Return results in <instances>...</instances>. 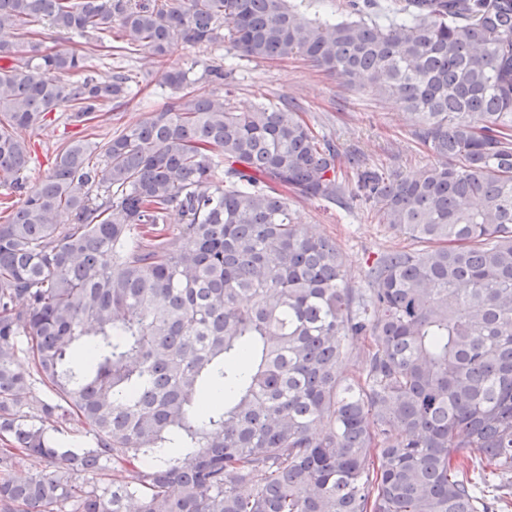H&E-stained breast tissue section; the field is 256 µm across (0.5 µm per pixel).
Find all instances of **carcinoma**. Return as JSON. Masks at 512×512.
I'll return each mask as SVG.
<instances>
[{
    "label": "carcinoma",
    "mask_w": 512,
    "mask_h": 512,
    "mask_svg": "<svg viewBox=\"0 0 512 512\" xmlns=\"http://www.w3.org/2000/svg\"><path fill=\"white\" fill-rule=\"evenodd\" d=\"M311 5L0 0V187L24 193L0 198V512H493L512 493V0H394L384 22L376 0ZM45 20L120 53L222 42L368 80L440 158L357 170L420 247L349 286L288 202L342 197L336 147L278 104L186 93L182 70L143 124L68 142L25 190L26 133L60 108L89 123L131 82L20 50ZM71 423L89 447L55 438Z\"/></svg>",
    "instance_id": "obj_1"
}]
</instances>
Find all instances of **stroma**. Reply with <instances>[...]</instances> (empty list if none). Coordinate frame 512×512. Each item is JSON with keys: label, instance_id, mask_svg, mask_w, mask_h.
I'll list each match as a JSON object with an SVG mask.
<instances>
[{"label": "stroma", "instance_id": "stroma-1", "mask_svg": "<svg viewBox=\"0 0 512 512\" xmlns=\"http://www.w3.org/2000/svg\"><path fill=\"white\" fill-rule=\"evenodd\" d=\"M96 74L107 82L116 69L134 78L125 104L100 112L94 139L106 142L112 134L138 126L152 109L161 107L169 91L162 74L170 69L187 71L191 91L226 98L237 111L246 112L265 100H285L319 138L333 143L344 155H358L364 166L385 173L417 170L437 161L436 155L417 137V125L396 99L378 93L369 82L348 83L329 75L299 56L283 60H252L228 52L223 44L180 45L164 59L148 51L128 57L113 54L107 44L93 50ZM223 66L227 86H214L201 78L208 66ZM81 127L69 122L66 112L49 113L31 134V160L26 172L28 186H35L52 169L64 143L80 137ZM353 181L343 184L349 193ZM298 223L334 240L345 257L350 286L365 285L366 270L381 253L410 246L411 241L381 224L375 209L350 195L347 206L322 201L291 200Z\"/></svg>", "mask_w": 512, "mask_h": 512}]
</instances>
